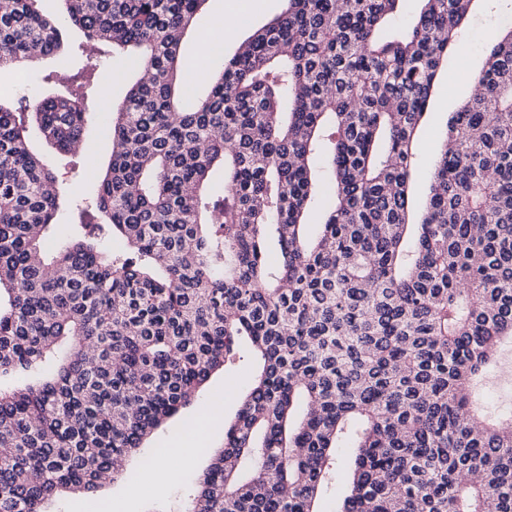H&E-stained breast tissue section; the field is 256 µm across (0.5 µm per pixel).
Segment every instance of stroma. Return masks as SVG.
I'll use <instances>...</instances> for the list:
<instances>
[{
  "instance_id": "35a3bbf8",
  "label": "stroma",
  "mask_w": 512,
  "mask_h": 512,
  "mask_svg": "<svg viewBox=\"0 0 512 512\" xmlns=\"http://www.w3.org/2000/svg\"><path fill=\"white\" fill-rule=\"evenodd\" d=\"M247 7L241 15V24L234 35L224 42V56L235 53L238 44L275 18L282 10L283 0H245ZM512 17V0H476L463 32L461 46L451 55L448 66L439 73L432 91L430 105L418 131L419 152L415 159L420 177L414 187L415 198H422L423 176L434 165V152L440 146L452 112L469 99L473 92L471 74L477 73L487 50L488 38L504 25L505 17ZM70 51L48 58L39 65L28 68H9L0 71V104L14 106L21 98L34 99L52 92L62 91L63 86L52 81L57 71L80 66L86 61L83 49L85 39L77 29H70ZM111 67L124 72V81L113 84L110 93H97L96 104L89 111L90 152L82 155H61L46 144L36 127H28L26 135L31 146L42 153L57 172L65 192L84 191L96 184L111 150V142L104 135L112 107L122 103L129 83L138 74L137 60L128 54L112 57ZM239 358L215 372L201 395L178 414L167 420L151 437L140 454L128 460L127 474L109 484L105 492L112 498V512H183L186 495L195 479L208 467L212 456L224 446V429L217 425L207 432L195 430L194 424L206 413L218 412L224 422L234 418L240 407L241 397L247 389L251 374L259 365L248 338H241ZM499 370L486 380L478 401L481 415L498 418L500 412L512 406V378L502 377L500 369L512 365V346L503 345L499 352ZM193 449L190 457L181 458L177 464L176 481L145 482L143 459L158 463L167 456L169 449Z\"/></svg>"
}]
</instances>
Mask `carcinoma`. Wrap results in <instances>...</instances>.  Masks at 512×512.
<instances>
[{
    "mask_svg": "<svg viewBox=\"0 0 512 512\" xmlns=\"http://www.w3.org/2000/svg\"><path fill=\"white\" fill-rule=\"evenodd\" d=\"M37 2L0 0V69L62 52L70 22L99 56L139 51L140 77L67 240L24 125L88 144L97 65L0 104V382L34 380L0 388V512L120 478L241 336L260 369L185 512H319L349 442L336 512H512V414L477 413L512 341V27L413 223L416 130L474 0H420L387 36L406 0H286L193 99L180 47L206 0H62L60 20Z\"/></svg>",
    "mask_w": 512,
    "mask_h": 512,
    "instance_id": "carcinoma-1",
    "label": "carcinoma"
}]
</instances>
